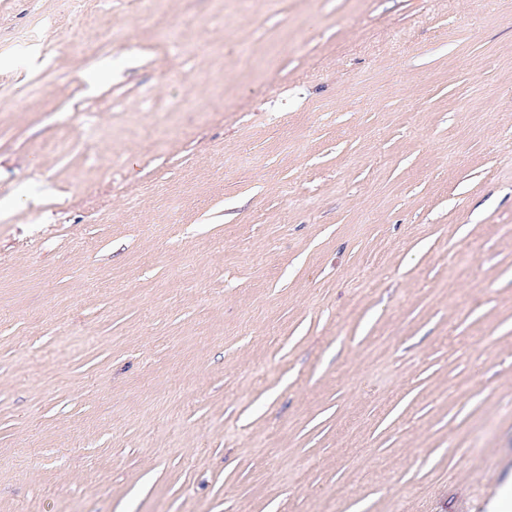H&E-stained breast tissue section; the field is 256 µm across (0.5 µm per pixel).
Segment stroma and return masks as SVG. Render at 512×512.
<instances>
[{
	"label": "stroma",
	"mask_w": 512,
	"mask_h": 512,
	"mask_svg": "<svg viewBox=\"0 0 512 512\" xmlns=\"http://www.w3.org/2000/svg\"><path fill=\"white\" fill-rule=\"evenodd\" d=\"M161 9L0 0V512H486L512 0ZM138 20L142 26L153 28H164L172 31L169 22L164 19L160 12L159 0H138L136 1Z\"/></svg>",
	"instance_id": "obj_1"
}]
</instances>
